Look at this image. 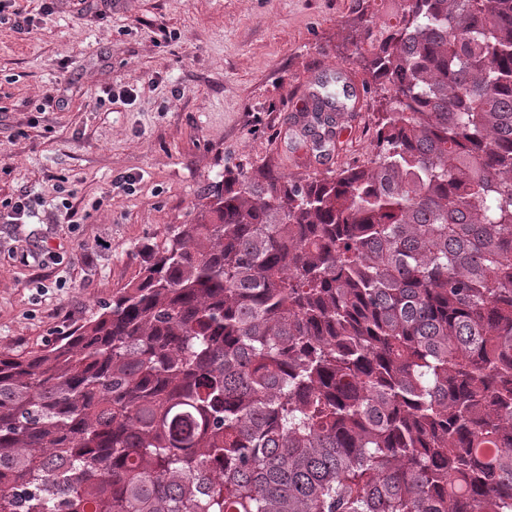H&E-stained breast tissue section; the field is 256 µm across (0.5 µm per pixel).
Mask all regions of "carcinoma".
Listing matches in <instances>:
<instances>
[{"label":"carcinoma","mask_w":512,"mask_h":512,"mask_svg":"<svg viewBox=\"0 0 512 512\" xmlns=\"http://www.w3.org/2000/svg\"><path fill=\"white\" fill-rule=\"evenodd\" d=\"M393 2L354 26L370 160L224 171L99 315L0 350V512H512V0Z\"/></svg>","instance_id":"1"}]
</instances>
